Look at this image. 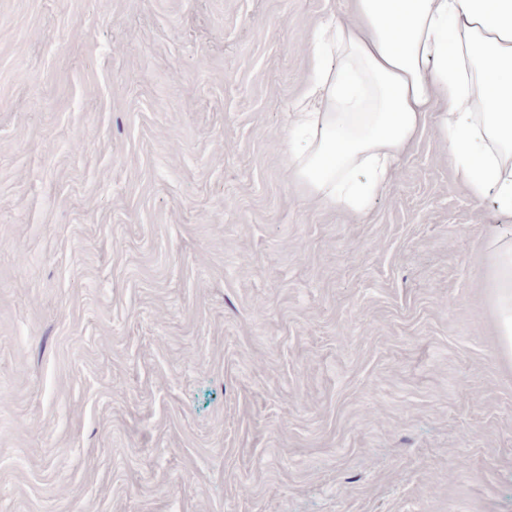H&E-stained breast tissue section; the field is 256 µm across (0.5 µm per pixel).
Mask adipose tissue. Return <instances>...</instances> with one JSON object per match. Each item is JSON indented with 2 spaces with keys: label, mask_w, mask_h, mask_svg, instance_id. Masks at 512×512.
<instances>
[{
  "label": "adipose tissue",
  "mask_w": 512,
  "mask_h": 512,
  "mask_svg": "<svg viewBox=\"0 0 512 512\" xmlns=\"http://www.w3.org/2000/svg\"><path fill=\"white\" fill-rule=\"evenodd\" d=\"M289 130L305 198L361 212L425 132L448 143L460 184L512 218V0H352L320 23ZM487 281L512 361V240Z\"/></svg>",
  "instance_id": "ef3b65f1"
}]
</instances>
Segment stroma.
Returning <instances> with one entry per match:
<instances>
[{"label": "stroma", "instance_id": "35a3bbf8", "mask_svg": "<svg viewBox=\"0 0 512 512\" xmlns=\"http://www.w3.org/2000/svg\"><path fill=\"white\" fill-rule=\"evenodd\" d=\"M347 8L0 0V512H512V227L430 134L359 214L289 177ZM502 356L512 362V240H495L487 271Z\"/></svg>", "mask_w": 512, "mask_h": 512}]
</instances>
